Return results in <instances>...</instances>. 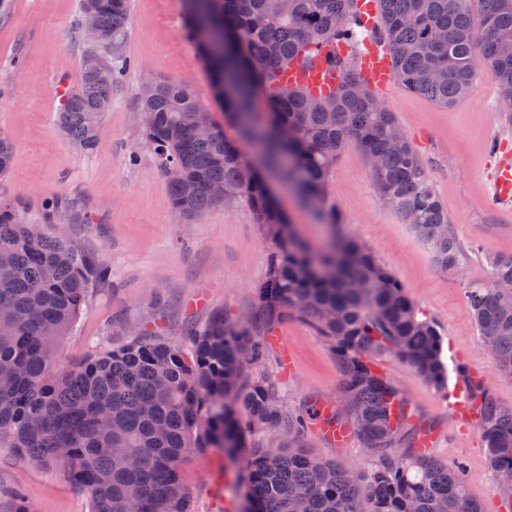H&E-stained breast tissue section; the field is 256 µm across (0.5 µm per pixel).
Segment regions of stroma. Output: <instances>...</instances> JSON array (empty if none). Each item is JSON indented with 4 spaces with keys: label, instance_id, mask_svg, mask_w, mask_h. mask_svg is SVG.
Masks as SVG:
<instances>
[{
    "label": "stroma",
    "instance_id": "obj_1",
    "mask_svg": "<svg viewBox=\"0 0 512 512\" xmlns=\"http://www.w3.org/2000/svg\"><path fill=\"white\" fill-rule=\"evenodd\" d=\"M129 2L121 43L97 50L126 70L89 151L65 142L55 125L92 49L81 32V0H10L0 12V131L16 148L11 171L0 178V195L17 199L27 222L62 227L105 277L90 289L63 342L65 364L125 345L131 326L156 327L162 337L178 341L186 324L204 326L216 310L248 319L275 248L245 204L215 207L191 223L172 210L167 181L142 138L137 95L143 86L188 82L226 136L240 141L247 162H256L257 153L241 142L223 99L213 92L211 71L188 27L186 0ZM499 98L486 73L468 96L447 108L397 82L381 96L447 206L451 233L464 249L456 269L438 270L428 245L380 202L369 165L355 145L342 151L328 176L327 193L343 215L344 233L371 249L435 321L446 366L464 364L484 379L501 406L512 408V377L497 372L464 294L467 283L488 279L486 255H512V210L487 202L497 162L489 145L512 142V123L502 121L496 109ZM71 198L84 202L90 223H71L62 211L45 207L47 201L62 204ZM277 198L296 232L312 249H322L327 230L314 209L284 188ZM200 294L205 300L199 304ZM275 334L278 341L270 346L264 370L278 379L284 405L292 411L311 404L335 406L341 376L324 340L296 318ZM286 356L293 361L289 372L282 362ZM380 365L403 389L414 421L431 428L432 455L451 465L463 463L467 490L485 512H512V493L500 487L490 469L478 429H459L447 396L410 367L389 357ZM240 470V463L228 461L218 449L194 455L183 469L192 512H228L227 501L233 505L229 512H241ZM19 490L30 512H90L86 493L59 468L27 467L14 449L0 447V512H15Z\"/></svg>",
    "mask_w": 512,
    "mask_h": 512
}]
</instances>
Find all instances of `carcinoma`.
I'll return each mask as SVG.
<instances>
[{
	"mask_svg": "<svg viewBox=\"0 0 512 512\" xmlns=\"http://www.w3.org/2000/svg\"><path fill=\"white\" fill-rule=\"evenodd\" d=\"M380 35L394 79L408 91L448 106L468 95L485 69L501 96H512V0H378ZM189 26L214 27L204 47L226 111L255 144L266 169L260 176L220 126L208 137L193 132L201 105L178 81H161L138 94L143 135L167 180L172 208L191 222L219 205L246 202L276 245L257 306L236 321L213 312L201 329L184 328L190 348L142 328L130 343L66 367L58 364L62 338L72 329L97 278L91 261L64 235L36 234L19 205L0 198V447L16 449L31 467L54 464L80 486L91 512H191L183 480L190 457L221 448L246 456L244 512H483L469 496L463 465L451 467L417 452L416 428L404 426L407 400L375 367L388 354L440 389L447 380L441 336L371 251L340 232L326 181L342 149L355 144L379 194L432 250L437 267H457L461 247L448 212L420 157L396 145L395 117L351 69H337L336 90L315 93L284 79L292 68L315 67L324 51L355 47L363 37L360 0H187ZM95 13L101 45L119 43L128 0H82ZM483 20L476 41L473 10ZM120 73L96 55L83 63L80 86L67 94L57 127L62 139L95 147L100 114L112 102ZM269 115L251 112L257 91ZM14 156L0 132V175ZM272 177L317 203L330 239L320 255L292 231L266 183ZM195 190L185 193V183ZM224 186V201L211 193ZM489 280L465 296L475 327L498 371L512 377V255L487 258ZM291 317L307 321L336 358L341 373L336 423L352 427L372 466L361 473L311 455L300 438L318 413L289 411L280 384L251 375L267 356L266 337ZM477 401L478 427L495 474L512 472V409L501 407L482 380L461 368ZM276 433L279 446H257Z\"/></svg>",
	"mask_w": 512,
	"mask_h": 512,
	"instance_id": "obj_1",
	"label": "carcinoma"
}]
</instances>
